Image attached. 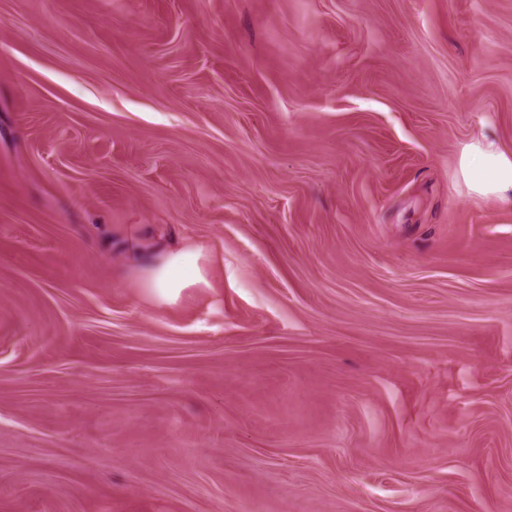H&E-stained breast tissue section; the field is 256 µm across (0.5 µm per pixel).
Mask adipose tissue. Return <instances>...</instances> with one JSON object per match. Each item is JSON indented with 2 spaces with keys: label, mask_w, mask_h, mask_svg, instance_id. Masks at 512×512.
Segmentation results:
<instances>
[{
  "label": "adipose tissue",
  "mask_w": 512,
  "mask_h": 512,
  "mask_svg": "<svg viewBox=\"0 0 512 512\" xmlns=\"http://www.w3.org/2000/svg\"><path fill=\"white\" fill-rule=\"evenodd\" d=\"M459 171L471 192L512 207V150L495 142L478 140L466 145L459 157ZM200 250L180 247L156 258L146 256L145 288L160 302L177 298L183 288L204 282Z\"/></svg>",
  "instance_id": "1"
}]
</instances>
